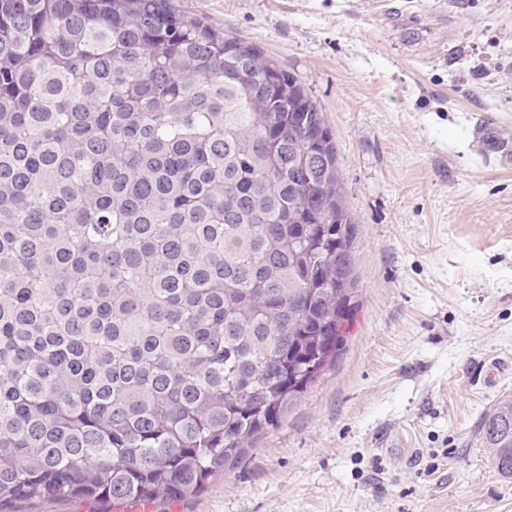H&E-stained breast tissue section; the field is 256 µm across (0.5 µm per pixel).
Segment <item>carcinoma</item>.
I'll list each match as a JSON object with an SVG mask.
<instances>
[{"mask_svg": "<svg viewBox=\"0 0 512 512\" xmlns=\"http://www.w3.org/2000/svg\"><path fill=\"white\" fill-rule=\"evenodd\" d=\"M335 139L173 0H0V512L184 501L335 362ZM512 477V399L484 423Z\"/></svg>", "mask_w": 512, "mask_h": 512, "instance_id": "1", "label": "carcinoma"}]
</instances>
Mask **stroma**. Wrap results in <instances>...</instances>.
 I'll use <instances>...</instances> for the list:
<instances>
[{"label": "stroma", "mask_w": 512, "mask_h": 512, "mask_svg": "<svg viewBox=\"0 0 512 512\" xmlns=\"http://www.w3.org/2000/svg\"><path fill=\"white\" fill-rule=\"evenodd\" d=\"M321 105L359 292L322 379L154 512H512L483 442L512 398V0H176ZM484 117L503 142L472 137Z\"/></svg>", "instance_id": "35a3bbf8"}]
</instances>
